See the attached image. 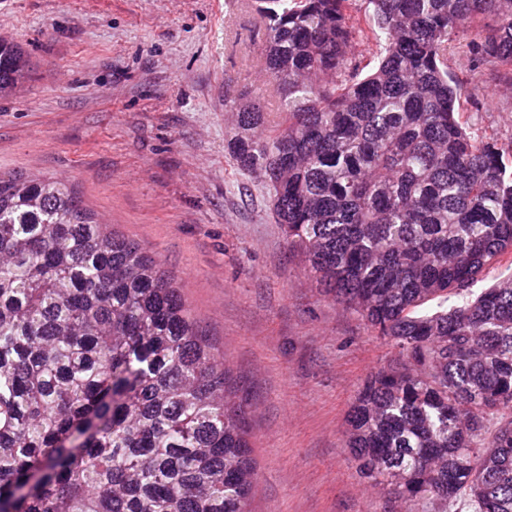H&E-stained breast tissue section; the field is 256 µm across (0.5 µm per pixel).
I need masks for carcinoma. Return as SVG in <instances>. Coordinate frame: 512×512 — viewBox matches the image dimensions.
<instances>
[{
    "mask_svg": "<svg viewBox=\"0 0 512 512\" xmlns=\"http://www.w3.org/2000/svg\"><path fill=\"white\" fill-rule=\"evenodd\" d=\"M277 104L224 78V152L326 294L400 362L347 417L360 475L512 512V153L448 50L512 83V0H253ZM0 39V96L29 77ZM173 278L58 178L0 175V512H247L243 404Z\"/></svg>",
    "mask_w": 512,
    "mask_h": 512,
    "instance_id": "cac0c4a2",
    "label": "carcinoma"
}]
</instances>
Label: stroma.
Returning <instances> with one entry per match:
<instances>
[{
	"mask_svg": "<svg viewBox=\"0 0 512 512\" xmlns=\"http://www.w3.org/2000/svg\"><path fill=\"white\" fill-rule=\"evenodd\" d=\"M0 33L30 77L0 99V170L65 177L96 219L140 241L224 357L249 418L252 512H424L361 479L346 418L363 381L395 363L325 295L224 154V79L260 87L251 0H0ZM448 64L472 127L512 141V93Z\"/></svg>",
	"mask_w": 512,
	"mask_h": 512,
	"instance_id": "1",
	"label": "stroma"
}]
</instances>
